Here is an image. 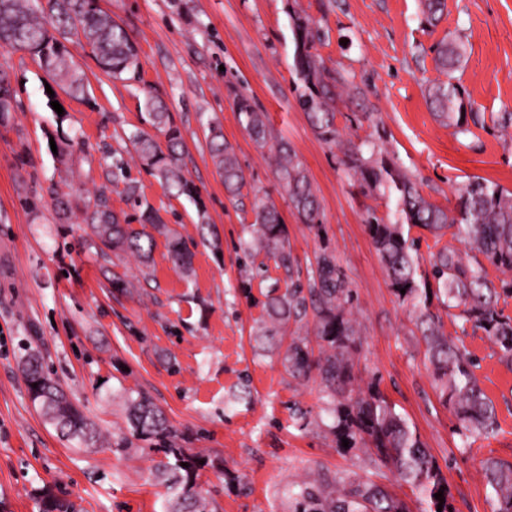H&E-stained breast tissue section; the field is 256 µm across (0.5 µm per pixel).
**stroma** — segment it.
I'll return each instance as SVG.
<instances>
[{
	"mask_svg": "<svg viewBox=\"0 0 512 512\" xmlns=\"http://www.w3.org/2000/svg\"><path fill=\"white\" fill-rule=\"evenodd\" d=\"M429 24L420 0H100L139 49L141 76L106 75L77 43L68 49L85 74L75 99L47 93L48 75L28 54L1 50L21 106L0 123V512H39L49 485L78 512H164L166 486L155 477L160 456L132 437L121 395L147 393L165 412L177 443L211 461L200 482L217 512H288L290 484L315 472L347 474L385 485L420 512L410 488L389 466L338 450L322 426L300 427L293 410L320 413L318 382H301L282 362L285 346L257 327L268 290L283 280L274 260L244 257L254 221L250 198L224 191L208 148L220 127L252 189L280 210L299 270L316 253H334L356 296L360 386L378 381L406 416L448 479L456 512H491L481 460L512 462V369L483 332L466 337L475 373L493 400L498 429L463 448L459 425L438 397L420 330L394 295L366 229L369 216L392 221L394 198L362 186L343 164L341 146L360 145L394 159L423 196L454 207L456 190L484 177L512 190V137L496 119L512 113V0H446ZM328 31L317 48L328 69L358 96H341V145L326 143L298 103L294 18ZM460 38L466 56L455 76L464 99L484 117L459 133L440 123L426 101L436 79L433 46ZM167 103L184 143V171L198 201L170 194L140 162L130 138L149 130L144 93ZM247 98L266 116L275 139L305 164L321 206L322 227L302 224L288 206L268 153L240 124L235 103ZM77 136L68 164L50 141ZM121 163L137 199L112 177ZM72 211L57 214L58 192ZM106 196L112 210L138 224L153 209L182 238L193 270L182 275L156 235L150 267L129 254L102 259L84 245L83 210ZM134 282L114 288V277ZM85 406L110 438L83 452L61 440L33 407L22 373L28 350ZM126 441L128 452L114 444Z\"/></svg>",
	"mask_w": 512,
	"mask_h": 512,
	"instance_id": "1",
	"label": "stroma"
}]
</instances>
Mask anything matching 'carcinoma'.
I'll return each mask as SVG.
<instances>
[{
    "label": "carcinoma",
    "mask_w": 512,
    "mask_h": 512,
    "mask_svg": "<svg viewBox=\"0 0 512 512\" xmlns=\"http://www.w3.org/2000/svg\"><path fill=\"white\" fill-rule=\"evenodd\" d=\"M72 37L89 49L107 75L120 80L125 75L139 77L135 42L112 15L101 9L99 0H0V48L28 53L66 94L79 96L84 94V77L64 44ZM324 39L325 33L308 19L295 17L294 62L305 87L300 105L317 135L336 144L341 137L333 91L338 79L315 52V45ZM462 60L460 41L436 44L434 62L440 78L429 87L427 96L443 123L465 132L468 121H478V115L467 111L454 76ZM18 107L9 74L0 68V122L9 121ZM144 109L150 125L164 135L165 143L145 131L136 132L131 141L143 165L167 188L198 201V192L183 170L182 134L172 123L166 102L149 91ZM237 112L256 147L265 149L269 134L262 114L245 98L239 99ZM208 145L227 195L243 196L247 180L234 146L216 126L210 128ZM275 157V173L286 188L297 218L311 228L321 229L320 203L303 162L284 141L275 144ZM343 163L369 188L395 196V221L386 223L373 216L367 224L368 234L394 294L413 314L422 333L425 357L440 400L451 410L466 438L490 435L497 427L495 407L480 386L475 360L462 337L470 329L483 330L498 347L500 360L512 366V317L500 306L512 298V279H504L512 274V192L495 181L474 177L458 189L454 208L447 209L426 199L416 182L390 159L366 158L360 147L350 145L344 150ZM252 212L251 239L244 251L251 256L265 252L287 275L284 291L275 287L267 293L266 316L258 335L289 336L283 364L296 379L314 377L319 381L337 448H342L346 439L349 449L374 456L389 466L417 493L425 504L423 512H454L447 478L419 435L381 394L377 384L365 390L358 385L354 363L359 346L353 317L355 293L336 256L327 251L317 254L307 280L301 281L294 277L295 258L288 248L285 224L276 204L256 193ZM84 221L91 228L87 246L102 257L130 252L147 260L156 231L169 235L173 265L186 273L191 269V253L152 210L142 214L141 228L135 229L129 222H121L100 198L86 207ZM414 227L435 238L437 249L430 252L429 278L419 277L420 239L410 236ZM445 230L452 231L464 249L439 245ZM491 269L503 278H491ZM434 298L446 311L459 310L453 315L454 333H446L443 317L432 311ZM310 324L317 339L316 350L300 334ZM24 378L31 403L62 439L76 448L94 450L100 446V429L85 414L83 405L43 370L39 354L28 355ZM126 401L132 436L155 443V451L162 454L155 472L169 482L171 489L166 512H215L213 501L200 488L205 468L202 458L177 447L166 416L147 394L129 390ZM481 470L490 490L492 512H512V463L487 458L481 461ZM440 490L443 504L434 497ZM38 503L39 512H76L72 501L51 488L42 489ZM288 512L410 510L375 483L337 474L292 485L288 489Z\"/></svg>",
    "instance_id": "carcinoma-1"
}]
</instances>
